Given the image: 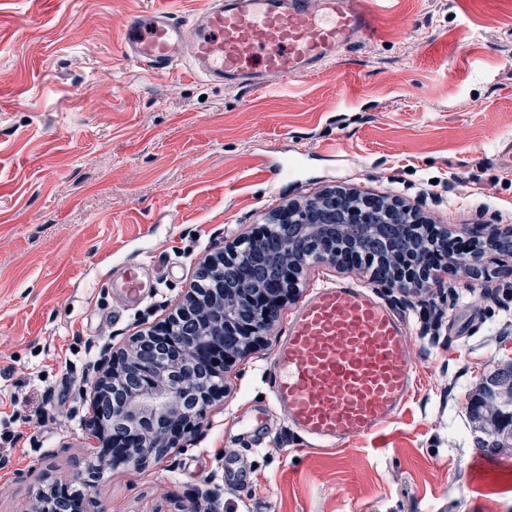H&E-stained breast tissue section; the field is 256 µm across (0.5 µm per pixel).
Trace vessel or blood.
Listing matches in <instances>:
<instances>
[{"mask_svg": "<svg viewBox=\"0 0 512 512\" xmlns=\"http://www.w3.org/2000/svg\"><path fill=\"white\" fill-rule=\"evenodd\" d=\"M392 0H201L185 18L173 0L135 13L119 33L123 55L151 74L186 68L214 82L261 88L324 72L339 49L372 35ZM142 262L120 276L133 301ZM406 321L369 286L314 288L290 316L272 359V399L319 451L391 422L415 383Z\"/></svg>", "mask_w": 512, "mask_h": 512, "instance_id": "1", "label": "vessel or blood"}]
</instances>
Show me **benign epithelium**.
I'll return each instance as SVG.
<instances>
[{"mask_svg": "<svg viewBox=\"0 0 512 512\" xmlns=\"http://www.w3.org/2000/svg\"><path fill=\"white\" fill-rule=\"evenodd\" d=\"M392 221L406 230L417 223L407 208L393 203L380 206L376 199L330 192L275 211L270 224H299L308 239L310 251L298 254L288 241H281L267 253L266 236L243 242L230 254L207 256L199 262V276L215 278L214 267L229 256L259 257L276 270L271 278L246 276L235 288H192L173 318L155 334L172 349L159 358L155 346L141 336L129 347L112 354V369L94 385L92 401L95 437L104 443L99 463L111 465L140 462L138 451L150 448L160 455L173 447L178 435L195 427L211 403L209 397L224 392V373L230 364L258 346L272 325L269 313L293 299L299 292L303 270L317 263L344 267L359 258L353 243L361 237H376L383 222ZM448 247V233L426 236L411 252L389 259L391 278L386 284L397 288H421L430 274L428 256L437 248ZM241 305L252 308L242 319L236 314ZM234 336L237 345L225 346V337ZM135 375L142 385L125 398L112 402L110 418L130 420L136 431L115 437L99 422L102 394L118 388V382Z\"/></svg>", "mask_w": 512, "mask_h": 512, "instance_id": "7a95c632", "label": "benign epithelium"}]
</instances>
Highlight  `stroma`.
Here are the masks:
<instances>
[{
  "mask_svg": "<svg viewBox=\"0 0 512 512\" xmlns=\"http://www.w3.org/2000/svg\"><path fill=\"white\" fill-rule=\"evenodd\" d=\"M155 3L0 0V512H32L55 479L102 512H183L209 488L202 512H512V450L484 456L467 423L469 391L512 362V255L495 250L479 276L444 268L419 295L373 284L407 321L416 369L377 432L316 452L272 407L290 302L179 447L88 471L100 366L273 211L342 190L466 239L512 227L498 161L512 142V0H405L326 72L259 91L133 67L119 31ZM272 159L291 164L274 184ZM131 260L154 286L128 305L113 278ZM263 405L271 441L254 448L246 426ZM228 460L248 486L225 483Z\"/></svg>",
  "mask_w": 512,
  "mask_h": 512,
  "instance_id": "35a3bbf8",
  "label": "stroma"
}]
</instances>
